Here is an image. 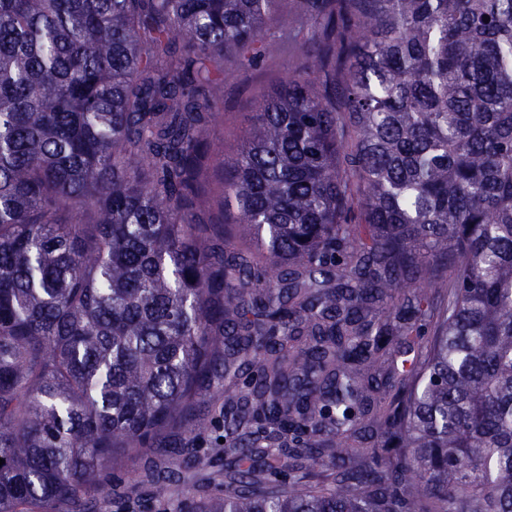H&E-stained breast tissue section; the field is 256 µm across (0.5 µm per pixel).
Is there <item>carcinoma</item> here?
Masks as SVG:
<instances>
[{"label": "carcinoma", "mask_w": 512, "mask_h": 512, "mask_svg": "<svg viewBox=\"0 0 512 512\" xmlns=\"http://www.w3.org/2000/svg\"><path fill=\"white\" fill-rule=\"evenodd\" d=\"M302 2L0 0V512L208 468L214 382L201 512H512V0ZM309 20L224 153V68ZM208 186L205 192L195 202L192 209L194 218L197 221L210 224V222L218 223L221 222V218L218 214L220 203L218 199L221 170L214 169L208 178ZM222 402L223 399L212 389H203L197 396L195 418L202 426L203 431V436L197 446L201 451L217 446L216 438L223 434L221 427Z\"/></svg>", "instance_id": "obj_1"}]
</instances>
